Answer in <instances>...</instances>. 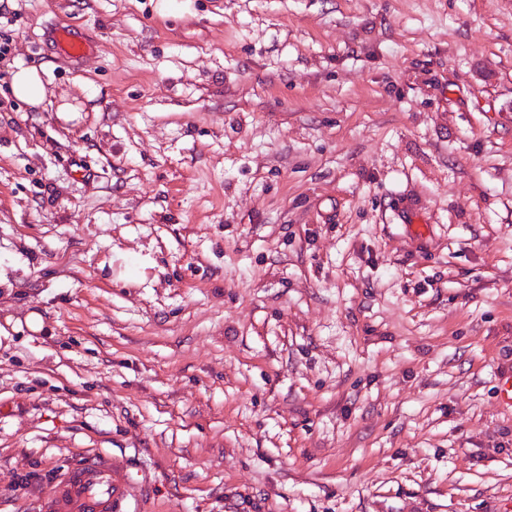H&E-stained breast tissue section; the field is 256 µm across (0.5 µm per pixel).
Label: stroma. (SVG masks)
I'll list each match as a JSON object with an SVG mask.
<instances>
[{
  "mask_svg": "<svg viewBox=\"0 0 512 512\" xmlns=\"http://www.w3.org/2000/svg\"><path fill=\"white\" fill-rule=\"evenodd\" d=\"M5 7L0 512H512V0ZM51 38L56 54L68 62H84L96 52L95 46L74 30L56 29ZM12 92L17 98L23 99L31 105L41 104L46 89L39 70L19 62L12 77ZM133 481L124 462L88 456L48 493L41 512H131Z\"/></svg>",
  "mask_w": 512,
  "mask_h": 512,
  "instance_id": "obj_1",
  "label": "stroma"
}]
</instances>
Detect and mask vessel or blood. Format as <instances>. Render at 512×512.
Instances as JSON below:
<instances>
[{
    "label": "vessel or blood",
    "instance_id": "1",
    "mask_svg": "<svg viewBox=\"0 0 512 512\" xmlns=\"http://www.w3.org/2000/svg\"><path fill=\"white\" fill-rule=\"evenodd\" d=\"M56 54L65 61L82 62L96 48L76 31L54 30ZM133 481L125 463L105 457L88 456L71 466L63 479L48 493L43 512H128Z\"/></svg>",
    "mask_w": 512,
    "mask_h": 512
}]
</instances>
